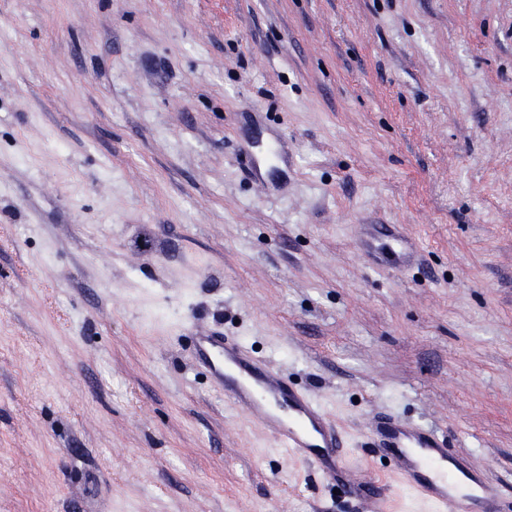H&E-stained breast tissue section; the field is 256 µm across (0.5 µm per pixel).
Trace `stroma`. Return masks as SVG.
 <instances>
[{"instance_id": "1", "label": "stroma", "mask_w": 512, "mask_h": 512, "mask_svg": "<svg viewBox=\"0 0 512 512\" xmlns=\"http://www.w3.org/2000/svg\"><path fill=\"white\" fill-rule=\"evenodd\" d=\"M214 332L512 492V0H0V512H369ZM359 239L364 248L373 249V240L379 236L388 238L397 249V254L403 259H409L414 252V245L408 242L394 224H360ZM195 350L215 379L224 381V393L237 407L261 412L278 447L289 457L310 461L326 476L338 478L353 470L341 451L344 442L338 426L312 397L281 383L270 365L219 334L199 336ZM231 368L236 374L229 373Z\"/></svg>"}]
</instances>
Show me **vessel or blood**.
Masks as SVG:
<instances>
[{
	"mask_svg": "<svg viewBox=\"0 0 512 512\" xmlns=\"http://www.w3.org/2000/svg\"><path fill=\"white\" fill-rule=\"evenodd\" d=\"M380 236L393 242L401 258L412 256L413 244L395 225L359 227L364 248H372ZM195 350L237 407L261 412L279 448L289 457L310 461L326 476L351 472L338 426L312 397L281 383L270 365L250 356L235 341L216 334L201 336ZM371 438L395 459L401 483L430 501L435 512H512V498L490 483L482 469L449 454L433 431L381 419L372 421Z\"/></svg>",
	"mask_w": 512,
	"mask_h": 512,
	"instance_id": "vessel-or-blood-1",
	"label": "vessel or blood"
}]
</instances>
